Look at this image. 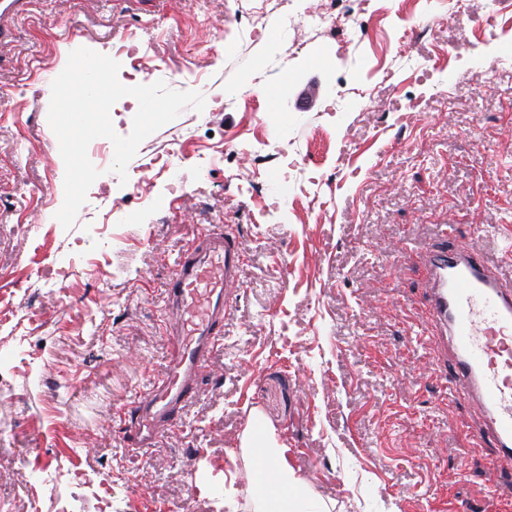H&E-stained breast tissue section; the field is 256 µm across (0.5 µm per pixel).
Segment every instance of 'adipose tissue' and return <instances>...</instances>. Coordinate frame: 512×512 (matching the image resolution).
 Listing matches in <instances>:
<instances>
[{
	"instance_id": "adipose-tissue-1",
	"label": "adipose tissue",
	"mask_w": 512,
	"mask_h": 512,
	"mask_svg": "<svg viewBox=\"0 0 512 512\" xmlns=\"http://www.w3.org/2000/svg\"><path fill=\"white\" fill-rule=\"evenodd\" d=\"M258 444L254 432H247L243 438L244 447L252 448ZM259 445L264 448L260 463L276 474L277 490L257 497V512H326L323 502L311 497L306 483L289 462L287 448L278 443L274 434H266Z\"/></svg>"
}]
</instances>
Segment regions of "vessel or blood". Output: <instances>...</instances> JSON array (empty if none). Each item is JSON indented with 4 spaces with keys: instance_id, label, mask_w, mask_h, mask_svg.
Returning <instances> with one entry per match:
<instances>
[{
    "instance_id": "vessel-or-blood-1",
    "label": "vessel or blood",
    "mask_w": 512,
    "mask_h": 512,
    "mask_svg": "<svg viewBox=\"0 0 512 512\" xmlns=\"http://www.w3.org/2000/svg\"><path fill=\"white\" fill-rule=\"evenodd\" d=\"M242 253L238 239L211 225L178 257L167 284L173 322L162 373L133 401L125 423L133 445H151L173 426L197 391V378L220 339L236 298ZM428 312L453 352L452 382L466 383L485 422L479 435L512 454V283L481 249L441 248L425 267Z\"/></svg>"
}]
</instances>
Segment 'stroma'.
<instances>
[{"instance_id":"obj_1","label":"stroma","mask_w":512,"mask_h":512,"mask_svg":"<svg viewBox=\"0 0 512 512\" xmlns=\"http://www.w3.org/2000/svg\"><path fill=\"white\" fill-rule=\"evenodd\" d=\"M25 0L0 16V512H253L261 418L333 512H512V455L477 436L425 306L453 224L512 272V0ZM136 34L144 72L196 91L71 228L48 85L71 51ZM500 56L493 82L481 59ZM463 73L455 88L449 70ZM175 159L174 175L156 163ZM243 255L224 338L181 423L122 430L168 360L166 283L209 225ZM92 261L91 272L74 267Z\"/></svg>"}]
</instances>
